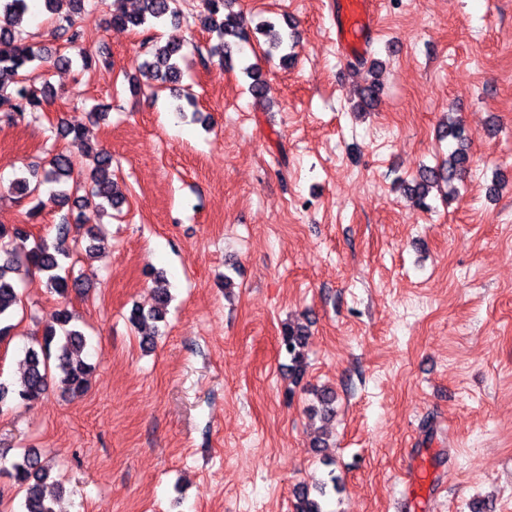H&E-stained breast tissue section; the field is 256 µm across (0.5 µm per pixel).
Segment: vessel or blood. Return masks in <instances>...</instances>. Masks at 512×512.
I'll use <instances>...</instances> for the list:
<instances>
[{
    "label": "vessel or blood",
    "instance_id": "1",
    "mask_svg": "<svg viewBox=\"0 0 512 512\" xmlns=\"http://www.w3.org/2000/svg\"><path fill=\"white\" fill-rule=\"evenodd\" d=\"M336 43L343 53L356 57L365 53L376 30L375 0H336ZM434 483L421 463H414L405 482V497L398 502L400 512H426Z\"/></svg>",
    "mask_w": 512,
    "mask_h": 512
}]
</instances>
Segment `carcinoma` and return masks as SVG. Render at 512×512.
<instances>
[{
  "mask_svg": "<svg viewBox=\"0 0 512 512\" xmlns=\"http://www.w3.org/2000/svg\"><path fill=\"white\" fill-rule=\"evenodd\" d=\"M45 9L54 15L57 37L65 39L71 53L64 54L31 42L30 35L22 28L24 16L29 11L28 0H0V112H5L9 120L25 118L26 114L38 112L55 97L56 91L46 77L42 62L49 58L61 67L74 64L84 69L92 67L93 57L83 47L86 35L77 26L76 17L88 8L107 5L109 17L107 26L142 30L146 36L142 46L149 59L143 63V75L159 85L175 84L181 76L180 61L183 58L182 45L175 42L161 43L152 30L158 26L180 18L178 0H141L138 11L129 12L123 0H42ZM204 11L199 16L203 29L216 35L218 43L211 46L210 55L221 61L231 60V46L226 37L233 36L240 41H249L253 33L270 36L269 48L265 56L273 58V52L288 47L294 35L286 30L277 31L268 20L250 26V21L240 12L230 10L232 0H203ZM251 79V93L261 98L265 94L262 74L254 66L245 68ZM57 133L71 142L90 147L84 140L82 128L69 125L57 127ZM442 137L450 138L448 156L434 167H427L410 191L422 206L430 188L439 182L451 183L462 179L468 168L470 156L463 127L449 124L443 127ZM95 166L83 187L75 180L76 163L71 154L58 151L52 154L40 168L27 170L12 183V189L21 196L31 197L35 205L27 212V217H37L47 205L64 207L74 203L77 209L94 207L101 212L118 208L124 202V195L112 177V158L102 152L94 155ZM86 238L70 236V221L63 219L57 227L55 241L42 239L24 251L18 250L14 242L25 240L28 234L20 227L7 228L0 225V340L12 334L15 325L11 323L22 297L17 284V276L24 268L35 270L42 275L44 286L49 292L65 299L71 289L81 287L80 280L71 275L67 261H75L78 256L93 253L100 243L92 229L85 232ZM154 306L149 311L132 308L129 322L137 326L150 319L161 322L165 318L171 300L169 290L162 286L163 274H153ZM75 316L62 305L42 332L36 345L24 351L25 368L21 377L14 382L0 381V410L13 404H35L46 394L50 383H55L63 392L73 396L83 394L89 383L92 366L82 357L86 347L84 333L77 328ZM309 333L302 325L284 326L280 336L281 349L288 354L294 381L302 379L305 372V348ZM318 412L321 417L330 419L335 414V394L323 389L317 393ZM8 474L25 496L22 512H58V496L63 487L50 489V471L42 462V455L36 448H30L10 463ZM327 495V485L311 495L310 489L302 487L296 492L295 512H323L321 498Z\"/></svg>",
  "mask_w": 512,
  "mask_h": 512,
  "instance_id": "obj_1",
  "label": "carcinoma"
}]
</instances>
